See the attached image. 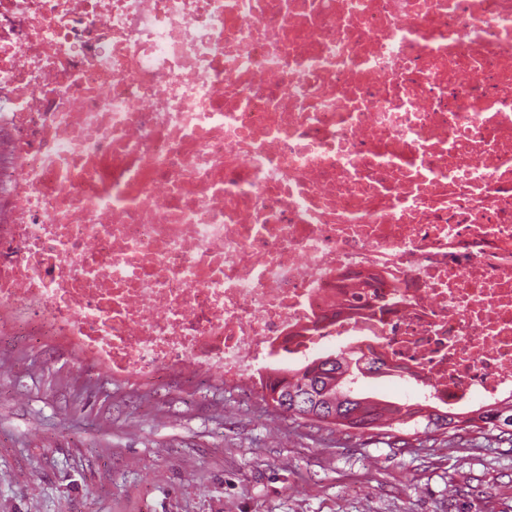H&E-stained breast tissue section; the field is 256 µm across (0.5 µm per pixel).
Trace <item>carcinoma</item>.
<instances>
[{"mask_svg": "<svg viewBox=\"0 0 512 512\" xmlns=\"http://www.w3.org/2000/svg\"><path fill=\"white\" fill-rule=\"evenodd\" d=\"M353 355L330 353L295 370L259 374V384L273 406L283 410V400L302 405L288 414L340 430L379 431L396 425H424L423 433L448 434L466 428L512 442V399L467 414L437 406L406 405L373 396L355 388L358 377L348 374Z\"/></svg>", "mask_w": 512, "mask_h": 512, "instance_id": "obj_1", "label": "carcinoma"}]
</instances>
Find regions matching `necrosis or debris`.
<instances>
[{
    "mask_svg": "<svg viewBox=\"0 0 512 512\" xmlns=\"http://www.w3.org/2000/svg\"><path fill=\"white\" fill-rule=\"evenodd\" d=\"M0 323L512 398V0H0Z\"/></svg>",
    "mask_w": 512,
    "mask_h": 512,
    "instance_id": "1",
    "label": "necrosis or debris"
}]
</instances>
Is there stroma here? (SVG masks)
Returning <instances> with one entry per match:
<instances>
[{
    "instance_id": "obj_1",
    "label": "stroma",
    "mask_w": 512,
    "mask_h": 512,
    "mask_svg": "<svg viewBox=\"0 0 512 512\" xmlns=\"http://www.w3.org/2000/svg\"><path fill=\"white\" fill-rule=\"evenodd\" d=\"M0 512H512V444L333 431L254 377L115 380L62 340L8 338Z\"/></svg>"
}]
</instances>
